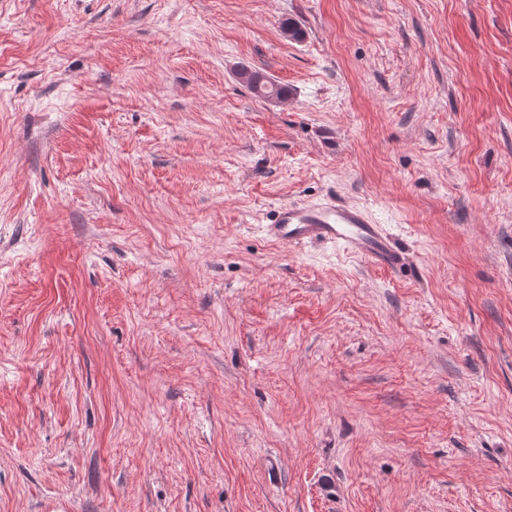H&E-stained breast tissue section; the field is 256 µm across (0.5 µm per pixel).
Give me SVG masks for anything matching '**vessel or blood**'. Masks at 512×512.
<instances>
[{"label": "vessel or blood", "instance_id": "1", "mask_svg": "<svg viewBox=\"0 0 512 512\" xmlns=\"http://www.w3.org/2000/svg\"><path fill=\"white\" fill-rule=\"evenodd\" d=\"M266 231L272 239L289 245L338 244L390 270L402 263L382 226L375 224L367 211L357 206L333 201L283 206L276 211Z\"/></svg>", "mask_w": 512, "mask_h": 512}]
</instances>
